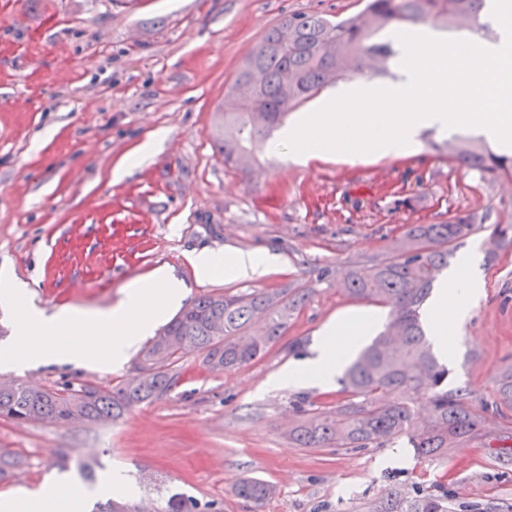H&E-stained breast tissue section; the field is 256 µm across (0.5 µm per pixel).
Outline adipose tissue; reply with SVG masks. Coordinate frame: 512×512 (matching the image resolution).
<instances>
[{"label":"adipose tissue","instance_id":"adipose-tissue-1","mask_svg":"<svg viewBox=\"0 0 512 512\" xmlns=\"http://www.w3.org/2000/svg\"><path fill=\"white\" fill-rule=\"evenodd\" d=\"M276 262V256L266 251H240L225 257L224 273L232 279H253L265 275ZM480 284L477 262L468 258L457 265L432 297L427 319L431 339L441 356L451 355L450 343L464 324L472 302L480 295ZM375 322V316L359 311L332 323L325 330L316 355L282 372L275 378V385L333 382ZM84 497L81 489L62 496L49 493L41 497L21 488L9 499L0 501V512H80Z\"/></svg>","mask_w":512,"mask_h":512}]
</instances>
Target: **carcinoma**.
Wrapping results in <instances>:
<instances>
[{
	"mask_svg": "<svg viewBox=\"0 0 512 512\" xmlns=\"http://www.w3.org/2000/svg\"><path fill=\"white\" fill-rule=\"evenodd\" d=\"M487 0H363L362 9L347 18L331 20L322 14L293 13L272 26L247 56L229 91L248 105L268 111L265 126L255 128L249 113H214L213 135L224 162L248 171L256 149L283 125L288 112L314 98L323 88L346 76L347 63L359 71L389 74V61L398 56L396 40L378 37L393 28L409 32L431 20L454 30L476 25ZM292 81L283 84V73ZM448 156L481 178L512 180V158L498 155L472 139L447 143ZM476 229V217L457 211L433 224H417L396 243L391 254L352 266L341 276L329 268L318 280H336L350 297L390 308L386 328L346 367L341 379L344 400L334 406L304 409L288 437L301 448L382 447L406 438L418 458L448 456L464 441L488 436L489 415L509 420L512 412V366L498 376L497 400L473 399L468 389H448V367L434 351L421 323V308L454 248ZM311 281L298 279L273 290L209 293L185 306L140 352L122 382L113 387L85 385L62 389H33L20 383L0 385V417L35 423L97 422L117 419L133 407L162 397L177 384L181 349L191 346L203 354L205 365L220 371L238 370L263 358L288 330V322L309 301ZM220 322L224 335L212 334ZM430 393L431 414L418 417L413 398ZM274 487L245 479L236 495L261 506ZM97 512H137L112 497ZM158 512H220L190 496L169 498ZM372 512H454L448 489L415 493L394 491Z\"/></svg>",
	"mask_w": 512,
	"mask_h": 512,
	"instance_id": "carcinoma-1",
	"label": "carcinoma"
}]
</instances>
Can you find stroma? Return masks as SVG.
<instances>
[{
  "instance_id": "obj_1",
  "label": "stroma",
  "mask_w": 512,
  "mask_h": 512,
  "mask_svg": "<svg viewBox=\"0 0 512 512\" xmlns=\"http://www.w3.org/2000/svg\"><path fill=\"white\" fill-rule=\"evenodd\" d=\"M361 0H0V272L27 284L33 302L106 310L126 284L170 267L188 301L211 292L315 281L289 323L293 354L272 347L260 360L215 373L200 352L185 353L167 395L121 419L16 423L0 419V448L22 465L0 481L48 489L67 460L73 485L99 491L124 466L137 503L172 494L216 502L223 512H370L386 491L413 493L445 483L474 512H512V459L495 436L417 458L405 441L380 448H301L288 437L300 396L316 407L342 399L341 383L276 389L270 379L315 356L324 327L362 300L316 282L320 268L343 272L386 255L414 224L438 212L488 214L463 240L479 248L482 296L472 305L448 386L495 398L512 364V244L492 249L493 225L512 224V198L498 182L448 158L445 136L424 132L398 157L348 160L335 153L300 166L260 150L243 173L225 165L212 133L244 57L292 13L356 14ZM55 136L43 140L46 127ZM162 144L121 181L113 168L152 133ZM265 249L280 264L255 280L223 269L198 279L189 258ZM127 367L72 363L0 369V381L39 389L94 382L114 386ZM273 484L261 507L239 498L240 481Z\"/></svg>"
}]
</instances>
